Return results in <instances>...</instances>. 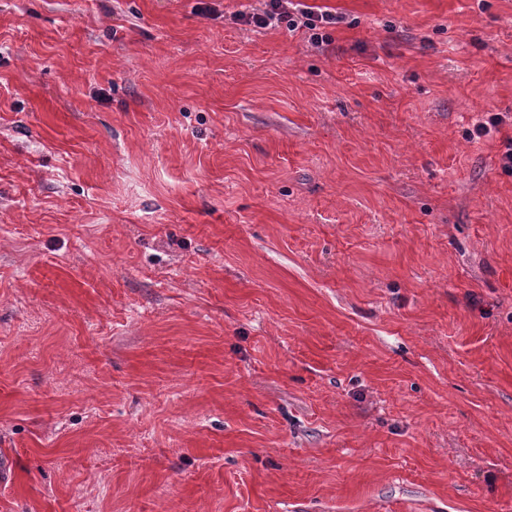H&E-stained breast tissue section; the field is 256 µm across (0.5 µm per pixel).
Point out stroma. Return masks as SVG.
<instances>
[{"label": "stroma", "instance_id": "obj_1", "mask_svg": "<svg viewBox=\"0 0 512 512\" xmlns=\"http://www.w3.org/2000/svg\"><path fill=\"white\" fill-rule=\"evenodd\" d=\"M305 4L0 0V512H512V0ZM262 7L252 11H239L232 15L237 24L252 26L258 29L277 28L285 25L289 31L307 29L312 31L311 41L317 44L329 43L330 34L327 27L340 23L341 18L331 12H315L302 3L294 0H264Z\"/></svg>", "mask_w": 512, "mask_h": 512}]
</instances>
